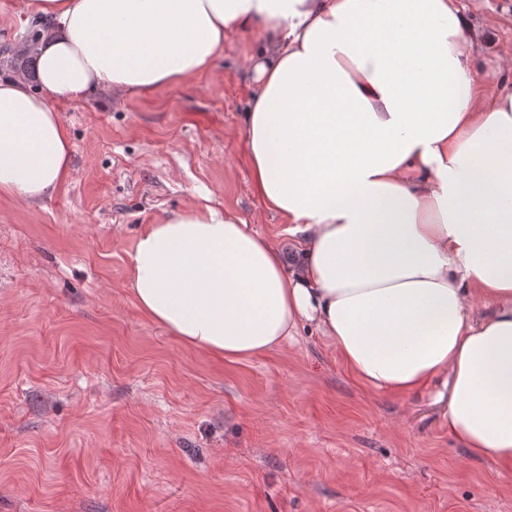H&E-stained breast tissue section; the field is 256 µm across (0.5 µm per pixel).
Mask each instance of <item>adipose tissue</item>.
Returning a JSON list of instances; mask_svg holds the SVG:
<instances>
[{"label":"adipose tissue","mask_w":512,"mask_h":512,"mask_svg":"<svg viewBox=\"0 0 512 512\" xmlns=\"http://www.w3.org/2000/svg\"><path fill=\"white\" fill-rule=\"evenodd\" d=\"M51 31L0 75V197L33 205L71 176L53 103L146 93L208 72L255 31L242 115L252 189L295 260L237 214L204 206L142 231L138 308L229 359L304 325L367 389H449L448 431L512 468V90L486 93L454 0H24ZM487 310L473 315L474 303Z\"/></svg>","instance_id":"1"}]
</instances>
